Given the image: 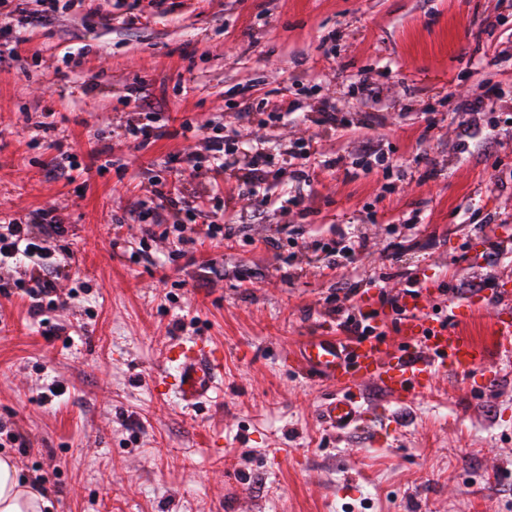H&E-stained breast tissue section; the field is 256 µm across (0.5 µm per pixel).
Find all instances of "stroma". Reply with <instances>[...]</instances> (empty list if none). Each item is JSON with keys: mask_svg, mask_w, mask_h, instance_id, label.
I'll return each mask as SVG.
<instances>
[{"mask_svg": "<svg viewBox=\"0 0 512 512\" xmlns=\"http://www.w3.org/2000/svg\"><path fill=\"white\" fill-rule=\"evenodd\" d=\"M11 7L0 0V44L17 52L0 72V213L64 219L58 285L76 293L45 335L15 288L26 266L0 267V423L28 450L8 451L22 474L46 478L49 512H512L511 356L485 363L490 383L442 373L407 402L354 386L363 419L341 433L318 417L332 385L290 362L368 309L394 338L400 317L379 291L411 277L439 318L449 294L490 281L460 329L495 348L492 323L512 309V0H59L35 28ZM81 47L77 71L66 55ZM366 80L387 85L380 104L357 94ZM137 82L170 130L239 124L252 86L259 108L225 145L230 170L252 148L281 155L311 137L343 161L228 240L116 225L151 177L204 191L184 158L207 156L206 136L129 139ZM486 85L492 157L460 134V101ZM327 98L345 128L318 125ZM285 102L293 118L269 123ZM364 136L382 157L356 150ZM56 140L83 166L73 180L49 176ZM341 231L367 249L331 270L324 245ZM343 285L355 294L340 312ZM200 339L223 364L212 397L187 407L159 384L176 373L169 349Z\"/></svg>", "mask_w": 512, "mask_h": 512, "instance_id": "stroma-1", "label": "stroma"}]
</instances>
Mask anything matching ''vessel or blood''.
I'll return each mask as SVG.
<instances>
[{"label":"vessel or blood","instance_id":"obj_1","mask_svg":"<svg viewBox=\"0 0 512 512\" xmlns=\"http://www.w3.org/2000/svg\"><path fill=\"white\" fill-rule=\"evenodd\" d=\"M481 299L451 305L457 322L469 318ZM405 316L399 324V345H391L381 333L339 344L330 336L307 339L295 356L300 371L332 383L336 392L319 408L322 422L339 431L360 422L362 412L350 389L365 383L404 402L425 394L439 373L465 376L483 366L486 349L461 335L457 322L430 317L424 294L404 299ZM178 376L169 387L181 402L192 406L206 399L218 369L208 341L200 340L178 351Z\"/></svg>","mask_w":512,"mask_h":512}]
</instances>
